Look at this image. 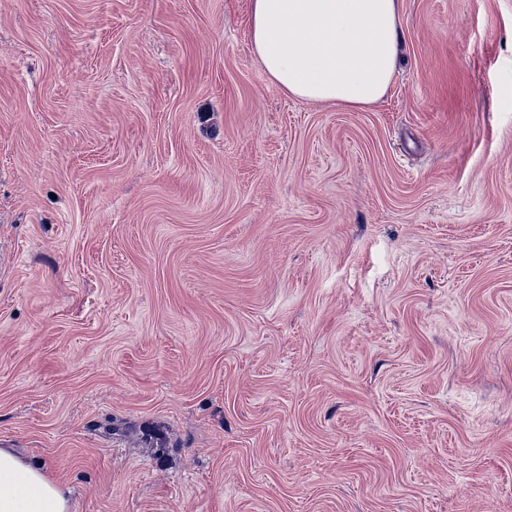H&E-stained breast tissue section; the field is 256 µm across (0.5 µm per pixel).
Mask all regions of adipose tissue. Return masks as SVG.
I'll return each mask as SVG.
<instances>
[{
  "label": "adipose tissue",
  "instance_id": "1",
  "mask_svg": "<svg viewBox=\"0 0 512 512\" xmlns=\"http://www.w3.org/2000/svg\"><path fill=\"white\" fill-rule=\"evenodd\" d=\"M402 36L401 0H252V52L288 96L364 109L388 92ZM0 512H70L45 470L0 448Z\"/></svg>",
  "mask_w": 512,
  "mask_h": 512
}]
</instances>
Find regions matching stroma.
I'll return each instance as SVG.
<instances>
[{
	"instance_id": "stroma-1",
	"label": "stroma",
	"mask_w": 512,
	"mask_h": 512,
	"mask_svg": "<svg viewBox=\"0 0 512 512\" xmlns=\"http://www.w3.org/2000/svg\"><path fill=\"white\" fill-rule=\"evenodd\" d=\"M251 0H0V448L71 512H512V0H402L289 97Z\"/></svg>"
}]
</instances>
